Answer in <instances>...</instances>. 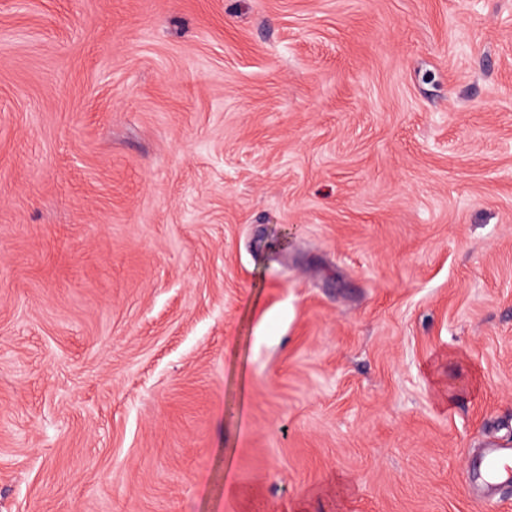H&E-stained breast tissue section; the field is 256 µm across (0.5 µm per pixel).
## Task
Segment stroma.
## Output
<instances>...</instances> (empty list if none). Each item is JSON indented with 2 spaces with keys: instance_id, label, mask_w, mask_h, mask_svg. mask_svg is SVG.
I'll return each mask as SVG.
<instances>
[{
  "instance_id": "stroma-1",
  "label": "stroma",
  "mask_w": 512,
  "mask_h": 512,
  "mask_svg": "<svg viewBox=\"0 0 512 512\" xmlns=\"http://www.w3.org/2000/svg\"><path fill=\"white\" fill-rule=\"evenodd\" d=\"M512 0H0V512H512ZM480 474L486 483L494 484L503 478L510 480L512 476L511 450L491 445L483 458Z\"/></svg>"
}]
</instances>
